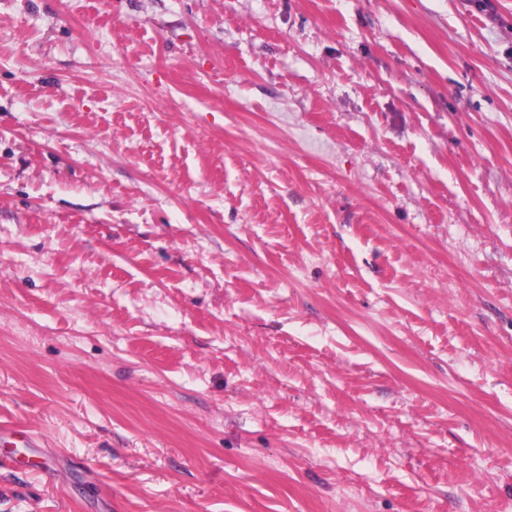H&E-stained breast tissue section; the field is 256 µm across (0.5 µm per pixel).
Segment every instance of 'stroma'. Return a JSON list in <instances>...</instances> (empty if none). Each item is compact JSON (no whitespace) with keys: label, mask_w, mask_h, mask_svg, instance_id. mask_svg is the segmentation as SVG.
I'll use <instances>...</instances> for the list:
<instances>
[{"label":"stroma","mask_w":512,"mask_h":512,"mask_svg":"<svg viewBox=\"0 0 512 512\" xmlns=\"http://www.w3.org/2000/svg\"><path fill=\"white\" fill-rule=\"evenodd\" d=\"M0 512H512V0H0Z\"/></svg>","instance_id":"1"}]
</instances>
